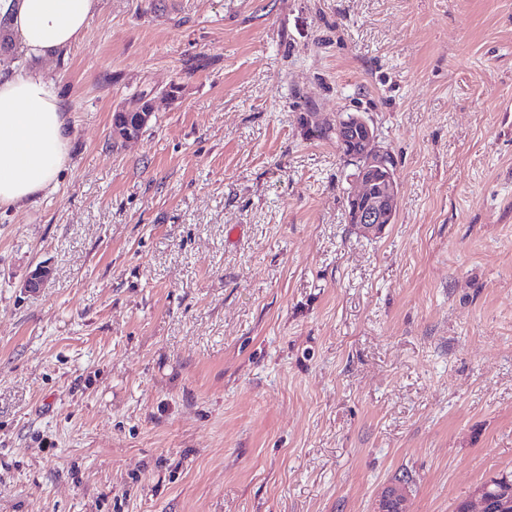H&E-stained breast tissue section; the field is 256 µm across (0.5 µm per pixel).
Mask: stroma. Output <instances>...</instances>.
I'll use <instances>...</instances> for the list:
<instances>
[{"mask_svg":"<svg viewBox=\"0 0 512 512\" xmlns=\"http://www.w3.org/2000/svg\"><path fill=\"white\" fill-rule=\"evenodd\" d=\"M42 68L72 137L0 210V512H452L512 471V0H100ZM148 96L147 93H141L139 95V97L135 100L134 104L131 106V107H134V108H131L129 109L130 112L127 113V118L132 122L135 117L137 116L138 114V110L139 108H141L139 106V104ZM147 100V105L145 107V110L144 112H139V119H138V123L134 126L130 125L128 122H126L124 120V112H122L123 110L119 111V112H115L116 116L118 117V120L113 124V128H112V135H113V138L115 139H119V140H122V141H131V140H135L138 138V135H139V128L146 124L152 114V112H155V108H154V104L152 102V98L151 96H148L146 98ZM336 141L357 168L354 178L358 189L350 195L348 224L363 234H376L391 223L396 210L397 184L392 159L378 145L374 128L359 115L338 119Z\"/></svg>","mask_w":512,"mask_h":512,"instance_id":"35a3bbf8","label":"stroma"}]
</instances>
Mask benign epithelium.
Instances as JSON below:
<instances>
[{
	"instance_id": "7a95c632",
	"label": "benign epithelium",
	"mask_w": 512,
	"mask_h": 512,
	"mask_svg": "<svg viewBox=\"0 0 512 512\" xmlns=\"http://www.w3.org/2000/svg\"><path fill=\"white\" fill-rule=\"evenodd\" d=\"M154 112L152 98H147L145 110L139 113L134 126L124 120V112L116 113L118 120L113 124V138L131 141L138 138L139 128L146 124ZM336 141L341 152L356 167L354 178L358 189L350 195L347 212L348 223L360 232L376 234L391 223L396 210L397 184L394 179L392 159L377 142V134L361 116L350 114L336 122ZM51 270L41 267L35 270L25 287L36 292L46 285ZM512 492V480L502 473L484 482L476 490L474 498L465 505V512H496L500 496ZM395 499L398 507L405 506L406 488L402 484L390 486L379 496L375 512H390V500Z\"/></svg>"
}]
</instances>
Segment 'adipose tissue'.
<instances>
[{
  "label": "adipose tissue",
  "instance_id": "obj_1",
  "mask_svg": "<svg viewBox=\"0 0 512 512\" xmlns=\"http://www.w3.org/2000/svg\"><path fill=\"white\" fill-rule=\"evenodd\" d=\"M99 0H0L21 53L33 65L0 71V209L25 205L54 188L71 126L38 61L67 53L88 29Z\"/></svg>",
  "mask_w": 512,
  "mask_h": 512
}]
</instances>
